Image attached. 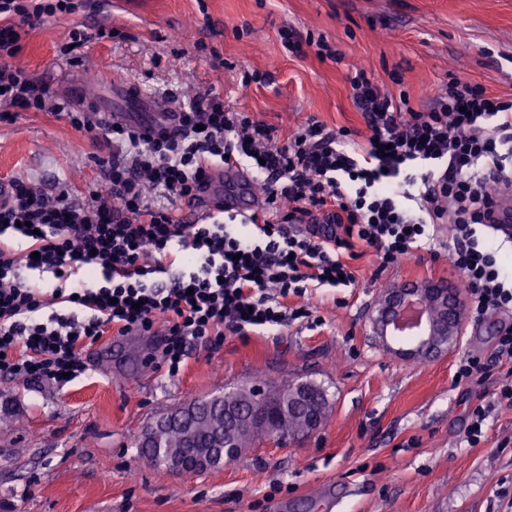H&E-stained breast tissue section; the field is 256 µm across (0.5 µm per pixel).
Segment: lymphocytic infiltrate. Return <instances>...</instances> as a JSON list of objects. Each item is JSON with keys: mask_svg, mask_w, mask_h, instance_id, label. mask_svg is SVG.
Wrapping results in <instances>:
<instances>
[{"mask_svg": "<svg viewBox=\"0 0 512 512\" xmlns=\"http://www.w3.org/2000/svg\"><path fill=\"white\" fill-rule=\"evenodd\" d=\"M90 0H0V123L18 111L62 117L111 144L98 158L101 188L79 201L15 182L0 204V374L14 381L66 385L85 370V348L106 334L164 327L160 367L178 375L191 344H218L247 328H277L309 317L291 298L310 289L351 285L344 255L361 244L386 270L406 259L430 227L449 225V265L462 277L468 314L512 316V272L481 245L493 195L512 182V99L457 74L426 107L406 92L379 87L363 71L350 78L364 121L363 141L315 119L285 142L272 127L226 109L217 95L182 107L183 132L143 136L132 126L93 120L53 100L48 87L14 60L42 19L72 15ZM247 163L265 191L258 236L221 221L184 223L175 215L208 166ZM159 195L149 202L146 191ZM416 199L417 210L404 202ZM17 231L26 247L5 242ZM179 246L183 271L159 281L161 257ZM88 279H78L79 270ZM31 270L52 272L43 290Z\"/></svg>", "mask_w": 512, "mask_h": 512, "instance_id": "obj_1", "label": "lymphocytic infiltrate"}]
</instances>
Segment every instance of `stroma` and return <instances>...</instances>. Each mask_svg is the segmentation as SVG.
Instances as JSON below:
<instances>
[{"mask_svg":"<svg viewBox=\"0 0 512 512\" xmlns=\"http://www.w3.org/2000/svg\"><path fill=\"white\" fill-rule=\"evenodd\" d=\"M80 24L118 35L60 55ZM285 28L328 41L342 60L319 58L314 45L289 53ZM17 62L61 103L70 81L109 95L97 78L106 69L175 107L220 94L280 141L311 117L361 133L348 81L358 68L389 90L399 72L416 108L451 72L512 97V0H112L46 20ZM109 152L48 112L0 124V176L49 193L88 197L102 182L96 159ZM451 243L440 226L430 247L383 272L366 253L351 263L353 285L314 290L309 319L196 343L173 378L151 365L159 334L102 337L83 353L86 371L63 386L0 378V512H275L283 501L311 512L310 490L329 482L348 490L336 512H512V408L497 401L512 360L495 351L507 317L465 322L459 346L423 360L387 351L372 330L386 288L460 285ZM469 352L488 379L456 384ZM259 380L323 386L330 407L319 429L187 476L142 458L138 439L158 416ZM478 403L490 410L473 447L465 432Z\"/></svg>","mask_w":512,"mask_h":512,"instance_id":"obj_1","label":"stroma"}]
</instances>
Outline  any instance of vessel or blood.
<instances>
[{"label": "vessel or blood", "instance_id": "vessel-or-blood-1", "mask_svg": "<svg viewBox=\"0 0 512 512\" xmlns=\"http://www.w3.org/2000/svg\"><path fill=\"white\" fill-rule=\"evenodd\" d=\"M103 115L114 124H138L146 134L175 135L180 131L179 114L168 111L163 102L144 91L120 83L113 84L112 103ZM250 181L249 173L239 167L209 169L199 189L202 213H259L264 204L251 195ZM491 217L502 230L512 229V184L500 185Z\"/></svg>", "mask_w": 512, "mask_h": 512}]
</instances>
